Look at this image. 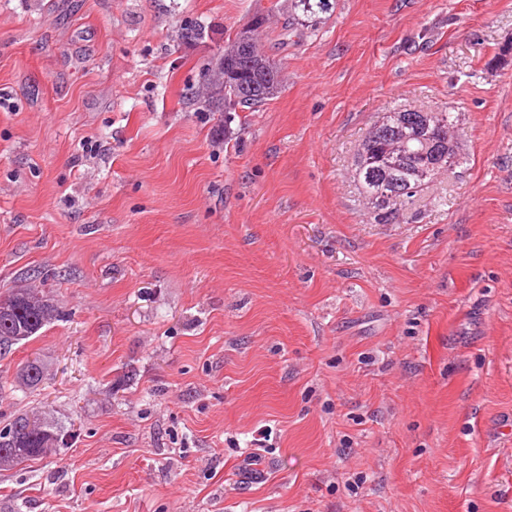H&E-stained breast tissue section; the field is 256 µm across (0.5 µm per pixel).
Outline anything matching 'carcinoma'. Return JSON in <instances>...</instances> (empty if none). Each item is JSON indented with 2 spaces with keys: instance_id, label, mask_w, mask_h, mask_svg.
Listing matches in <instances>:
<instances>
[{
  "instance_id": "cac0c4a2",
  "label": "carcinoma",
  "mask_w": 512,
  "mask_h": 512,
  "mask_svg": "<svg viewBox=\"0 0 512 512\" xmlns=\"http://www.w3.org/2000/svg\"><path fill=\"white\" fill-rule=\"evenodd\" d=\"M331 9L330 0H288V12L312 20ZM205 88L211 98L224 101V111L255 108L272 98L280 85L279 66L259 52L256 38L241 33L224 45V58L207 70ZM417 112L403 108L386 117V123L373 125L363 139L355 159V175L372 208L376 224H393L397 202L415 197L432 177L460 163V155L448 156V126L451 113H440L438 123L428 130H417ZM403 134L402 171L392 188L387 160L396 137ZM10 312L0 314V353L37 335L59 317V309L49 299L38 297L29 288H18L6 298ZM43 365L36 359L18 372V382L26 388L37 387L44 379ZM67 431L30 419L26 413L13 417L0 427V470H9L27 461L37 460L53 448L65 445Z\"/></svg>"
}]
</instances>
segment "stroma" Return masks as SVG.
Instances as JSON below:
<instances>
[{
    "label": "stroma",
    "instance_id": "35a3bbf8",
    "mask_svg": "<svg viewBox=\"0 0 512 512\" xmlns=\"http://www.w3.org/2000/svg\"><path fill=\"white\" fill-rule=\"evenodd\" d=\"M332 3L0 0V297L60 311L0 425L73 433L0 512H512V0ZM257 15L278 93L195 102ZM400 108L462 165L376 224L353 160ZM330 0H288V13L294 15L298 20L316 21L319 14L327 13L331 9ZM299 13H301L299 15ZM304 19H302V17ZM309 22V21H308Z\"/></svg>",
    "mask_w": 512,
    "mask_h": 512
}]
</instances>
